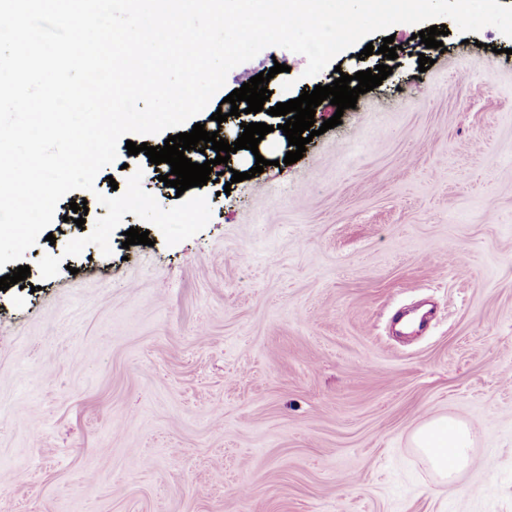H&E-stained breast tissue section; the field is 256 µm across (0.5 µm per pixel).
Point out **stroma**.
Returning a JSON list of instances; mask_svg holds the SVG:
<instances>
[{
    "label": "stroma",
    "mask_w": 512,
    "mask_h": 512,
    "mask_svg": "<svg viewBox=\"0 0 512 512\" xmlns=\"http://www.w3.org/2000/svg\"><path fill=\"white\" fill-rule=\"evenodd\" d=\"M446 29L437 50L394 25L391 75L344 113L322 102L341 122L296 163L276 131L231 155L269 165L200 187L211 219L177 245L128 214L111 255L64 254L132 172L178 204L146 155L59 202L0 290V512H512V38ZM356 54L307 78L269 47L224 90L279 62L273 106L385 61ZM132 227L150 244L125 246ZM448 413L477 436L450 486L409 444Z\"/></svg>",
    "instance_id": "1"
}]
</instances>
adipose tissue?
Masks as SVG:
<instances>
[{
    "instance_id": "1",
    "label": "adipose tissue",
    "mask_w": 512,
    "mask_h": 512,
    "mask_svg": "<svg viewBox=\"0 0 512 512\" xmlns=\"http://www.w3.org/2000/svg\"><path fill=\"white\" fill-rule=\"evenodd\" d=\"M411 443L447 484L455 483L475 464L473 428L452 415L433 416L421 422L411 433Z\"/></svg>"
}]
</instances>
